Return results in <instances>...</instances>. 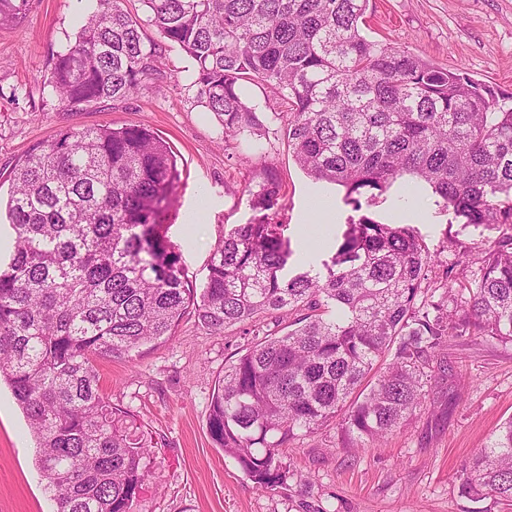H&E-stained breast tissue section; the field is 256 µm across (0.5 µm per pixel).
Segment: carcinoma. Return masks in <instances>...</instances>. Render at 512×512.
<instances>
[{
	"instance_id": "carcinoma-1",
	"label": "carcinoma",
	"mask_w": 512,
	"mask_h": 512,
	"mask_svg": "<svg viewBox=\"0 0 512 512\" xmlns=\"http://www.w3.org/2000/svg\"><path fill=\"white\" fill-rule=\"evenodd\" d=\"M369 0H95L45 83L66 112L134 95L164 45L194 61L196 99L227 137L261 135L243 87L288 106L295 163L361 209L410 176L466 224L512 225V93L361 31ZM27 0H0V26ZM161 41H145L144 26ZM14 232L0 264V381L36 438L56 512H132L155 461L133 411L103 393L97 362L169 341L193 315L214 334L282 311L288 330L254 342L216 377L215 445L258 489L286 477L283 449L336 422L380 444L410 425L450 373L452 337L512 343V235L484 251L480 276L428 300L430 255L408 229L368 217L317 272L289 270L278 225L233 228L203 287L163 235L180 181L169 143L141 125L73 128L34 145L9 173ZM253 210L278 204L270 171ZM471 497L512 499V417L472 459Z\"/></svg>"
}]
</instances>
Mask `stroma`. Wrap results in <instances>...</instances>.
<instances>
[{
  "mask_svg": "<svg viewBox=\"0 0 512 512\" xmlns=\"http://www.w3.org/2000/svg\"><path fill=\"white\" fill-rule=\"evenodd\" d=\"M93 0H30L17 23L0 27V174L8 175L35 143L70 128L144 125L177 156L180 183L164 232L189 277L204 283L207 262L235 225L256 216L248 191L267 171L282 180V197L266 211L281 225L298 270L319 269L358 215L391 224L394 209L417 210L406 223L432 258L429 295L480 273L481 251L512 226L462 223L440 198L410 179L375 203L354 210L342 187L313 181L295 164L285 129L286 108L262 86L245 90L261 136L225 139L191 84L194 64L163 48L158 79L113 107L62 112L42 76L53 52L74 36ZM364 35L436 65L512 91V0H370ZM275 319L212 335L185 317L169 342L128 360L100 361L102 388L138 414L158 442L155 469L135 512H512V501L461 492L466 467L495 429L512 416V344L453 338L447 360L454 375L434 401L383 447L342 446L335 427L300 437L285 452V485L258 490L209 432L216 376L257 338L279 331ZM462 382H455V374ZM36 466L35 441L8 387H0V512H53Z\"/></svg>",
  "mask_w": 512,
  "mask_h": 512,
  "instance_id": "1",
  "label": "stroma"
}]
</instances>
